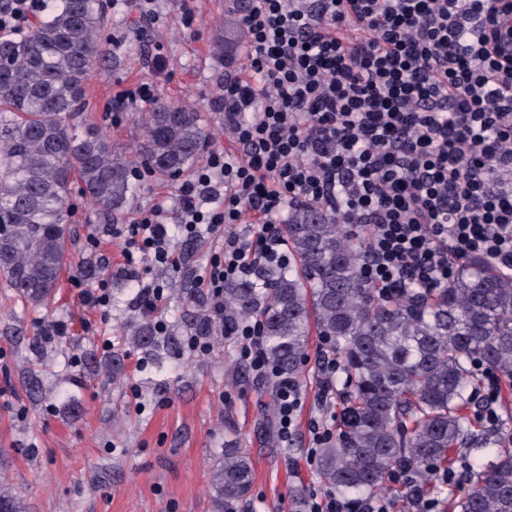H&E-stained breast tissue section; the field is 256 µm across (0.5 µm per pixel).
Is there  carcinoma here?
Instances as JSON below:
<instances>
[{
  "label": "carcinoma",
  "mask_w": 512,
  "mask_h": 512,
  "mask_svg": "<svg viewBox=\"0 0 512 512\" xmlns=\"http://www.w3.org/2000/svg\"><path fill=\"white\" fill-rule=\"evenodd\" d=\"M103 22L98 0H53L28 35L0 36V273L34 306L54 295L73 182L114 219L128 213L136 192L126 154L97 130L66 123L102 55ZM234 43L219 32L212 52L220 58ZM138 121L142 155L166 177L184 172L206 139L196 112L164 99ZM283 232L297 268L260 288L227 285L224 324L258 318L266 357L284 376L299 374L313 328L343 362L340 430L319 452L321 481L359 499L391 494L388 474L401 465L421 477L447 469L468 443L470 360L512 380V276L475 258L443 288L386 300L361 278L364 243L335 213L294 207ZM468 473L459 512H512L511 447L500 445L489 465L469 461ZM252 480L246 449H224L212 480L214 512H232Z\"/></svg>",
  "instance_id": "cac0c4a2"
}]
</instances>
